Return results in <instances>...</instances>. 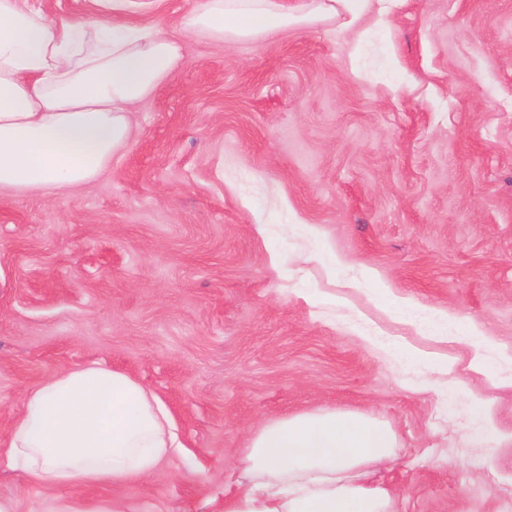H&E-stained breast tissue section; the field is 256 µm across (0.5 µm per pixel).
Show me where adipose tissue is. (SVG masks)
<instances>
[{
  "label": "adipose tissue",
  "mask_w": 512,
  "mask_h": 512,
  "mask_svg": "<svg viewBox=\"0 0 512 512\" xmlns=\"http://www.w3.org/2000/svg\"><path fill=\"white\" fill-rule=\"evenodd\" d=\"M275 0H193L177 33L93 16L47 18L0 0V193L69 190L97 179L131 134L135 107L181 61V34L252 39L306 25ZM400 445L385 421L315 408L266 423L242 451L246 481L224 512H393L369 484ZM0 454L38 490L123 484L178 455L168 411L131 375L76 365L25 395Z\"/></svg>",
  "instance_id": "ef3b65f1"
}]
</instances>
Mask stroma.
<instances>
[{
  "instance_id": "1",
  "label": "stroma",
  "mask_w": 512,
  "mask_h": 512,
  "mask_svg": "<svg viewBox=\"0 0 512 512\" xmlns=\"http://www.w3.org/2000/svg\"><path fill=\"white\" fill-rule=\"evenodd\" d=\"M30 2L162 33L192 4ZM278 2L317 18L183 38L96 180L0 195V439L102 362L183 444L123 485L36 494L0 465L17 512H224L248 439L318 407L393 426L395 512H512V0H387L384 24Z\"/></svg>"
}]
</instances>
